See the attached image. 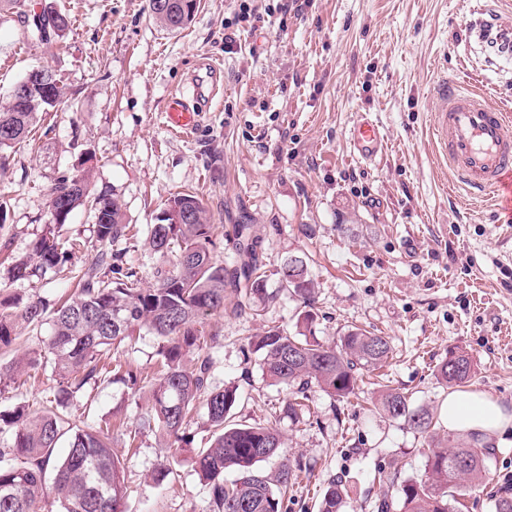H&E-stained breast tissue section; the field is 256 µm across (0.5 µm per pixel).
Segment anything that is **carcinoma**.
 Returning a JSON list of instances; mask_svg holds the SVG:
<instances>
[{
  "mask_svg": "<svg viewBox=\"0 0 512 512\" xmlns=\"http://www.w3.org/2000/svg\"><path fill=\"white\" fill-rule=\"evenodd\" d=\"M199 9V0H149L150 16L161 27L178 32L186 28ZM54 37H65L69 16L44 6ZM66 85L56 82L42 101L24 111L0 103V162L24 141L44 114L65 102ZM81 208L94 216L90 233L102 246L91 263L78 272L71 294L48 309L43 301H29L22 308L0 299V347L16 339L23 324L37 326L51 316L52 334L47 343L56 389L52 406L30 414L25 407L0 410V434L10 444L0 449V512H45L44 484L47 474L59 512H127L125 464L112 455L106 433L110 425L81 426L67 412L77 394L104 382L119 384L136 397L149 388L148 407L140 428L157 433L167 447L190 453L194 471L209 487L211 512H287L288 494L309 473L302 460L284 452L282 435L273 426L230 422L240 395L238 387H212L209 350L214 334L203 329L204 320L224 314L228 292L245 293L252 301L270 297L266 275L260 272L247 247L245 259L229 268L213 252L217 225L210 223L204 199L181 193L166 209L187 217L182 224L163 220L153 225L150 247L161 256H174L172 267L156 271V283L137 288V272L123 255L104 249L131 235L124 223L123 204L107 185L94 182L93 166L82 164L54 179L49 195L51 219L32 248V258L11 266L16 280L41 278L69 262L72 251L61 242L63 227ZM302 281L286 286L304 304L294 331L272 326L245 345L260 357L263 375L286 388L281 412L290 420L302 414L307 391L317 386L339 401L356 394L365 372L383 365L391 353L388 337L358 327L346 330L333 345L315 333V281L306 260H299ZM152 333L157 341L160 369L151 378L129 362L112 360L122 343ZM446 385L468 383L474 374L473 360L465 353L449 351L437 369ZM380 410L401 420L428 438L424 472L402 481L385 475V488L376 499V512H470L469 491L486 479L485 461L491 448L471 438L448 433L434 434V415L411 407L407 396L387 389ZM205 425L210 438L195 446L197 426ZM68 446L63 457L55 456L62 438ZM273 456L283 457L275 475L259 468ZM232 471L238 478L224 481ZM180 478L168 461L152 474L163 486ZM318 512H342L348 494L341 475L325 480ZM494 512H512V485L491 493Z\"/></svg>",
  "mask_w": 512,
  "mask_h": 512,
  "instance_id": "cac0c4a2",
  "label": "carcinoma"
}]
</instances>
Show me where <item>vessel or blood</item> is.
<instances>
[{"mask_svg":"<svg viewBox=\"0 0 512 512\" xmlns=\"http://www.w3.org/2000/svg\"><path fill=\"white\" fill-rule=\"evenodd\" d=\"M480 42L498 55L512 58V27L477 25ZM222 74L220 64L203 59L188 79L187 90L173 93L165 116L171 131L190 135L201 112L217 96ZM435 99L432 135L451 169L458 187L467 195L486 200L503 224H512V114L493 105L471 86L448 78L434 82ZM358 157L375 159L382 152L378 126L362 119L351 133Z\"/></svg>","mask_w":512,"mask_h":512,"instance_id":"1","label":"vessel or blood"}]
</instances>
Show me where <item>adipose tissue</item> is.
<instances>
[{
    "label": "adipose tissue",
    "mask_w": 512,
    "mask_h": 512,
    "mask_svg": "<svg viewBox=\"0 0 512 512\" xmlns=\"http://www.w3.org/2000/svg\"><path fill=\"white\" fill-rule=\"evenodd\" d=\"M441 414L450 431L476 435L485 444L512 426V415L496 400L477 392L449 393Z\"/></svg>",
    "instance_id": "obj_1"
}]
</instances>
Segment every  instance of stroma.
<instances>
[{"label": "stroma", "instance_id": "obj_1", "mask_svg": "<svg viewBox=\"0 0 512 512\" xmlns=\"http://www.w3.org/2000/svg\"><path fill=\"white\" fill-rule=\"evenodd\" d=\"M49 1L70 14L72 29L45 44L26 16ZM240 3L200 0L191 25L177 33L150 18L148 0H19L0 14V96L47 65L69 97L37 126L41 150L21 145L0 164V295L53 302L95 257L92 217L78 210L66 232L89 245L62 272L32 280L9 272V258L29 256L50 219L54 178L81 154L94 157L96 184L112 188L137 231L111 249L135 267L144 288L162 264L148 243L152 224L168 198L198 192L212 223L224 227L220 259H234L240 227L250 225L271 295L206 320L205 330L218 335L213 387L238 386L233 421L273 422L288 456L310 467L288 512H317L324 480L339 472L349 485L343 512H374L375 471L405 479L425 466L423 434L373 411L379 384L407 394L412 407L439 411L449 388L437 367L460 350L474 362L467 390L512 412V224L453 194L431 134L430 97L445 76L483 87L512 112V60L493 61L469 33L471 21L491 11L512 23V0H250L257 15L246 22ZM204 58L222 66L223 93L194 134L176 135L163 111ZM365 113L385 137L370 163L350 144ZM292 255L305 258L318 284L321 340L358 326L392 343L390 359L365 377L356 397L340 402L311 388L296 421L279 414L284 390L269 385L257 357L243 355L267 327L295 325L302 305L277 274ZM53 384L51 362L41 360L0 390V409L41 407ZM68 413L90 425L111 422L130 512H209L208 489L188 454L151 432L128 448L141 410L120 385H101ZM164 460L181 479L157 488L151 474Z\"/></svg>", "mask_w": 512, "mask_h": 512}]
</instances>
